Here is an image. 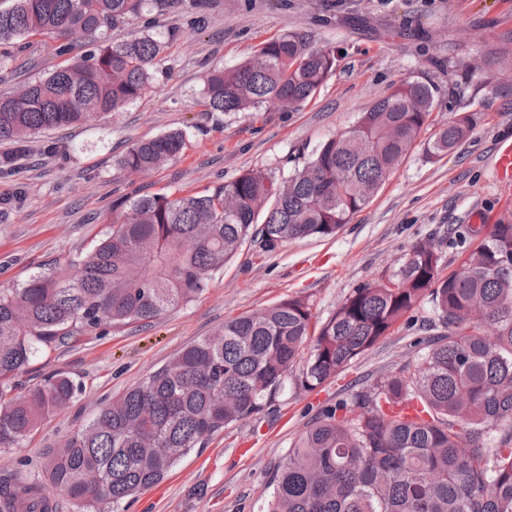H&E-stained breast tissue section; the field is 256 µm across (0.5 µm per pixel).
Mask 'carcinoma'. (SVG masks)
I'll return each mask as SVG.
<instances>
[{
	"instance_id": "1",
	"label": "carcinoma",
	"mask_w": 512,
	"mask_h": 512,
	"mask_svg": "<svg viewBox=\"0 0 512 512\" xmlns=\"http://www.w3.org/2000/svg\"><path fill=\"white\" fill-rule=\"evenodd\" d=\"M171 0H11L0 7V69L31 37L55 42L66 64L17 95H0V176L14 173L32 135L117 112L149 89L161 42L110 32ZM75 31L89 49L74 54ZM336 66L333 52L294 34L215 67L203 98L212 112H281L313 97ZM435 89L405 81L323 142L303 167L251 169L209 194L144 195L113 204L112 227L84 255L0 288V448H17L80 391L57 373L25 390L35 360L80 338L146 326L192 301L247 241L263 252L333 236L396 169L432 112ZM461 113L428 142L448 154L477 124ZM185 134L133 143L120 159L134 175L179 156ZM431 239L397 270L355 288L321 325L305 296L224 321L139 384L112 397L46 459L50 481L79 512L160 483L192 449L260 413L301 361L313 390L371 350L423 300L428 330L413 365L324 409L299 437L262 512H512V224H491L459 253L466 272L442 274ZM36 483H0V512H49Z\"/></svg>"
}]
</instances>
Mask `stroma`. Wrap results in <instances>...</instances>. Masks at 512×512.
Here are the masks:
<instances>
[{
    "mask_svg": "<svg viewBox=\"0 0 512 512\" xmlns=\"http://www.w3.org/2000/svg\"><path fill=\"white\" fill-rule=\"evenodd\" d=\"M289 33L337 54L335 69L312 99L288 112L272 106L207 111L202 96L209 69L236 65ZM133 35L163 44L148 91L122 111L33 136L19 174L0 178V287L66 266L109 229L118 200L205 194L270 163L294 173L320 143L347 131L360 112L405 80L431 84L435 104L400 165L335 236L292 239L263 256L243 244L202 294L151 325L88 337L35 361L22 386L64 373L82 389L21 447L0 449V481L40 484L56 512L78 508L49 481L48 450L82 430L113 395L225 320L292 295L308 297L317 320H326L354 288L398 267L420 239H433L449 272L471 228L512 224V184H499L493 170L499 146L512 142V65L502 60L503 51L512 50V0H207L202 8L179 0L112 32L116 39ZM62 62L51 40L33 38L0 69V94ZM461 112L479 114L473 131L448 155L429 159V138ZM172 130L186 137L178 158L148 175L120 167L133 142ZM47 140L58 142L60 152L43 153ZM431 317L429 304H422L315 391L303 390L297 374H289L262 412L193 449L164 482L113 512H260L289 448L311 422L414 361Z\"/></svg>",
    "mask_w": 512,
    "mask_h": 512,
    "instance_id": "obj_1",
    "label": "stroma"
}]
</instances>
